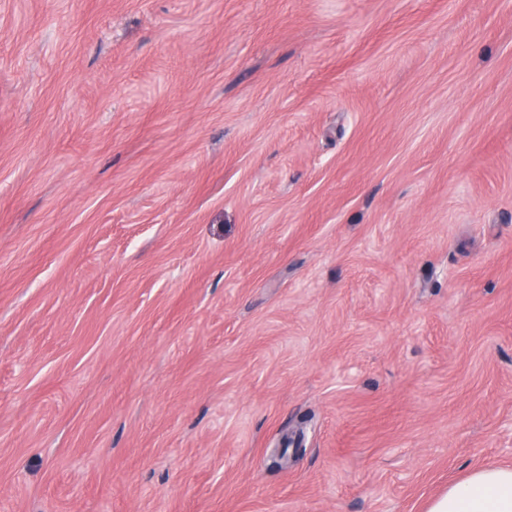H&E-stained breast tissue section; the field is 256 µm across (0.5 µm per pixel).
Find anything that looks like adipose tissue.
I'll return each instance as SVG.
<instances>
[{
	"instance_id": "1",
	"label": "adipose tissue",
	"mask_w": 512,
	"mask_h": 512,
	"mask_svg": "<svg viewBox=\"0 0 512 512\" xmlns=\"http://www.w3.org/2000/svg\"><path fill=\"white\" fill-rule=\"evenodd\" d=\"M426 512H512V466L471 470L430 499Z\"/></svg>"
}]
</instances>
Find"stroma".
Listing matches in <instances>:
<instances>
[{"label": "stroma", "mask_w": 512, "mask_h": 512, "mask_svg": "<svg viewBox=\"0 0 512 512\" xmlns=\"http://www.w3.org/2000/svg\"><path fill=\"white\" fill-rule=\"evenodd\" d=\"M512 465V0H0V512H424Z\"/></svg>", "instance_id": "stroma-1"}]
</instances>
